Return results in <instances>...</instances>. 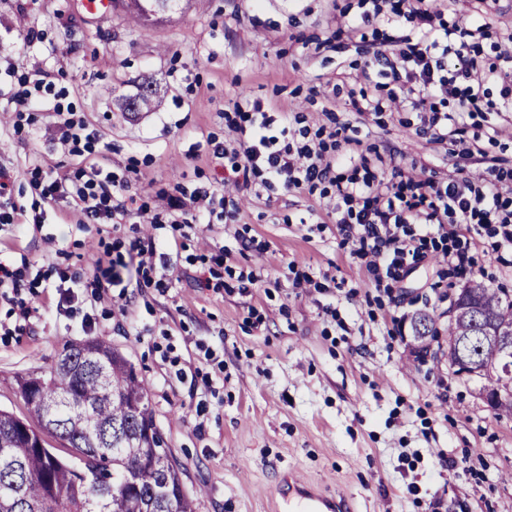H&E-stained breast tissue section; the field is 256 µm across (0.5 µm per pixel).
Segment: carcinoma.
Returning <instances> with one entry per match:
<instances>
[{"instance_id":"cac0c4a2","label":"carcinoma","mask_w":512,"mask_h":512,"mask_svg":"<svg viewBox=\"0 0 512 512\" xmlns=\"http://www.w3.org/2000/svg\"><path fill=\"white\" fill-rule=\"evenodd\" d=\"M155 103L148 84L127 109L149 111ZM457 302L460 313L445 329L448 365L456 363L458 342L470 341L481 368L470 378L482 393L501 394L497 410L511 413L512 377L497 374L504 355L482 348L478 336L482 323L512 330V297L472 277ZM42 379L32 394L35 378L20 381L27 418L0 410V512H194L154 426L147 384L119 351L97 339L69 344ZM49 437L80 465L37 447Z\"/></svg>"}]
</instances>
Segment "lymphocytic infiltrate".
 <instances>
[{"mask_svg": "<svg viewBox=\"0 0 512 512\" xmlns=\"http://www.w3.org/2000/svg\"><path fill=\"white\" fill-rule=\"evenodd\" d=\"M371 2V9L349 27L336 29L340 35L368 31L378 43L360 69L363 88L346 91L349 111L413 112L420 130L436 141L456 143L488 115L512 116V51L485 41L481 14L487 0H477L470 17L449 19L429 0ZM401 24L411 27V35L386 34V26ZM227 126L235 134L233 148L213 149L224 161V189H162L146 200L131 193L127 177L108 165L63 171L40 159L27 170L32 197L27 205L15 195V177L0 166V224L18 223L31 207L59 205L71 209L83 228L164 220L188 228L235 224L240 209L226 187L241 191L258 184L269 189L278 183L287 191L306 187L328 195L326 210L344 242L355 255L369 258L373 270L392 276L430 251L441 254L449 268L465 272L471 263L470 243L456 233L459 224L489 225L497 247H512V196L499 189L506 177L503 169L488 167L477 180L459 174L440 180L398 167L390 175H378L357 166L348 154L354 137L337 130L321 137L305 127L277 124L259 101L247 96L235 103ZM47 130L71 155L79 154L81 143L97 139L82 116L60 104L54 105ZM416 224H438L443 231L437 238L418 237L412 230ZM44 283L63 289L65 300L71 301L76 289L114 288L120 281L99 262L89 274L51 264L31 280L24 268L0 263V289L17 293Z\"/></svg>", "mask_w": 512, "mask_h": 512, "instance_id": "1", "label": "lymphocytic infiltrate"}]
</instances>
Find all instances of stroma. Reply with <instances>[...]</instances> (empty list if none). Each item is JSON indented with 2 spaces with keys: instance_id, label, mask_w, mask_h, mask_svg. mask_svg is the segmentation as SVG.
<instances>
[{
  "instance_id": "35a3bbf8",
  "label": "stroma",
  "mask_w": 512,
  "mask_h": 512,
  "mask_svg": "<svg viewBox=\"0 0 512 512\" xmlns=\"http://www.w3.org/2000/svg\"><path fill=\"white\" fill-rule=\"evenodd\" d=\"M340 8L350 19L362 12L360 0H174L137 23L120 7L93 19L73 0H0V165L19 177L39 156L75 164L43 138L12 134L14 93L46 73L97 130L95 156L143 195L178 182L220 187L224 165L211 150L231 144L224 114L245 95L313 131L350 123L383 171L417 164L447 176L460 145L417 133L415 113L349 112L330 98L368 51L360 38L335 40ZM65 43L70 53L56 55ZM146 84L157 106L127 117L123 101ZM479 145L484 161L463 165L466 176L489 162L512 166V124ZM237 202L230 226L157 225L163 262L152 285L130 266L125 291L100 300L83 288L70 303L57 289L27 288L23 324L0 299V408L26 416L18 377L47 371L64 345L100 339L146 380L196 512H296L282 496L291 475L353 512H512V414L488 407L480 382L449 368L446 348L416 353L405 333L421 310L445 327L469 278L512 296V249L484 232L466 274L432 254L399 281L378 282L319 193L277 185ZM131 237L126 224L82 229L59 206L37 229L0 225V261L41 265L61 248L71 268L88 269L100 245ZM245 238L263 252L242 250ZM207 245L224 253L214 288L196 283ZM199 375L209 389L194 388Z\"/></svg>"
}]
</instances>
